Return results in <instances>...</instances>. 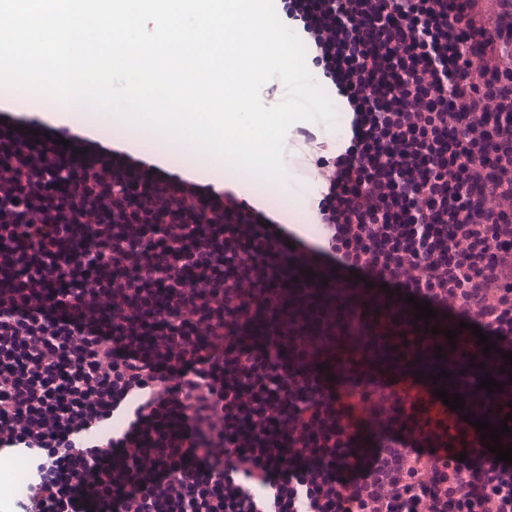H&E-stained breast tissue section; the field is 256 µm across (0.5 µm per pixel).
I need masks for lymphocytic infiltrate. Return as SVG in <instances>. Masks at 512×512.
<instances>
[{
	"label": "lymphocytic infiltrate",
	"mask_w": 512,
	"mask_h": 512,
	"mask_svg": "<svg viewBox=\"0 0 512 512\" xmlns=\"http://www.w3.org/2000/svg\"><path fill=\"white\" fill-rule=\"evenodd\" d=\"M280 2L348 119L337 148L316 122L286 140L313 235L0 123V450L36 460L16 512H512V464L456 433L432 465L409 398L350 366L338 405L319 369L350 336L396 363L410 295L512 350V0ZM355 272L392 297H330ZM362 404L387 421L364 454Z\"/></svg>",
	"instance_id": "lymphocytic-infiltrate-1"
}]
</instances>
